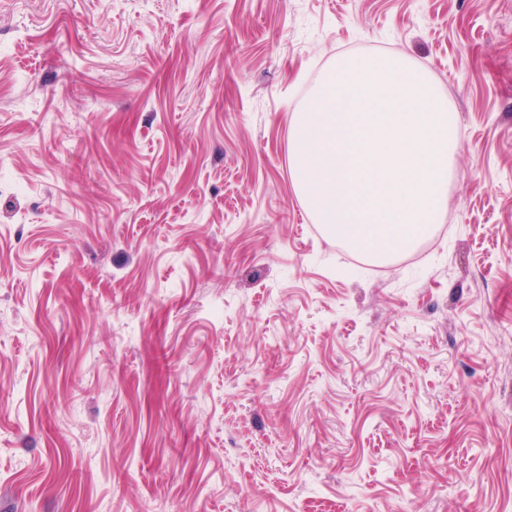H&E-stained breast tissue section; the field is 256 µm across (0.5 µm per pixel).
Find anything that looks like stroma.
I'll return each mask as SVG.
<instances>
[{
	"label": "stroma",
	"mask_w": 512,
	"mask_h": 512,
	"mask_svg": "<svg viewBox=\"0 0 512 512\" xmlns=\"http://www.w3.org/2000/svg\"><path fill=\"white\" fill-rule=\"evenodd\" d=\"M403 55L459 121L376 262L292 117ZM0 512H512V0H0Z\"/></svg>",
	"instance_id": "obj_1"
}]
</instances>
